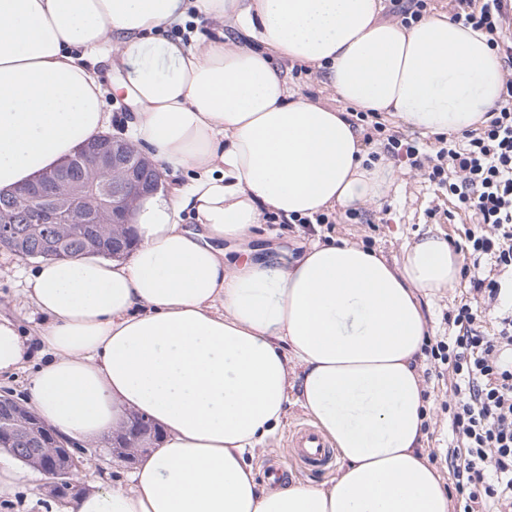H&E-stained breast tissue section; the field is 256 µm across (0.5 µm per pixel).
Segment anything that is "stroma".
<instances>
[{"instance_id":"1","label":"stroma","mask_w":512,"mask_h":512,"mask_svg":"<svg viewBox=\"0 0 512 512\" xmlns=\"http://www.w3.org/2000/svg\"><path fill=\"white\" fill-rule=\"evenodd\" d=\"M401 174L388 196L378 203H369L357 210V219H348L346 213L335 212L329 224H270L260 221L252 232L251 245L255 248H278L296 254L302 244L325 234L339 240L354 242L381 252L388 261L401 257L406 244L414 242L425 232L441 235L446 240L463 238L473 221L470 215L455 211L454 203L445 191L430 182L423 170L401 164ZM35 260L23 259L14 252L0 249V312L15 318L24 332H35L36 315L26 303L25 278L34 270ZM467 278H460L448 292L422 301V311L431 339L451 336L448 315L466 294ZM426 412V453L443 454L448 446V412L444 408L446 385L429 371V360H421ZM305 411L296 404L289 405L287 415L266 449L257 450L253 460L256 479L266 483V466L278 463L283 471L293 473L297 480L323 484L330 473L318 474L291 460L285 446L289 428L297 422L307 421ZM81 465L74 476L76 490H84L99 480L120 479L129 468L112 451L111 439L98 443H84ZM62 497L51 491L48 477L26 478L19 482L11 498L0 499V512H60Z\"/></svg>"}]
</instances>
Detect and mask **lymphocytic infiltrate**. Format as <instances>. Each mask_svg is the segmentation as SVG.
Segmentation results:
<instances>
[{"instance_id":"1","label":"lymphocytic infiltrate","mask_w":512,"mask_h":512,"mask_svg":"<svg viewBox=\"0 0 512 512\" xmlns=\"http://www.w3.org/2000/svg\"><path fill=\"white\" fill-rule=\"evenodd\" d=\"M454 20L487 35L507 71L503 102L486 125L443 137L434 157L418 145L386 135L384 123L356 117L385 134L386 149L404 153L412 168H427L456 209L475 215L456 248L473 262H491L489 275L469 279L471 297L448 321L453 336L426 344L437 376L450 379L448 423L454 440L446 454L463 512H512V316L486 312L503 298L498 274L512 273V0H453Z\"/></svg>"}]
</instances>
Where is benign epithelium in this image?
<instances>
[{"label":"benign epithelium","instance_id":"1","mask_svg":"<svg viewBox=\"0 0 512 512\" xmlns=\"http://www.w3.org/2000/svg\"><path fill=\"white\" fill-rule=\"evenodd\" d=\"M162 184L163 173L149 156L122 137L101 134L62 165L11 191H0V246L9 242L17 224H35L46 231L84 224L130 228L136 200L158 192ZM28 442L40 453L37 468L60 490H73L80 460L68 450V442L54 434L47 441L0 434V447L21 460L28 449L18 444Z\"/></svg>","mask_w":512,"mask_h":512}]
</instances>
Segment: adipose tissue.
Masks as SVG:
<instances>
[{"instance_id":"adipose-tissue-1","label":"adipose tissue","mask_w":512,"mask_h":512,"mask_svg":"<svg viewBox=\"0 0 512 512\" xmlns=\"http://www.w3.org/2000/svg\"><path fill=\"white\" fill-rule=\"evenodd\" d=\"M383 0H0V191L102 134L123 94L136 147L189 182L142 197L128 258L50 260L26 279L41 322L0 313V375L42 358L32 410L96 442L129 414L162 432L116 485L63 512H451L424 452L421 298L455 286L458 255L427 234L388 262L315 240L278 261L250 248L264 212L294 222L387 196L352 109L433 135L502 101L484 33ZM164 26L187 29L167 39ZM103 64L115 81L92 73ZM320 73L335 111L292 85ZM196 229L184 228L185 220ZM298 403L341 461L324 485L260 484L252 461ZM384 0L385 9L383 17L387 20H397L392 16L386 15L389 6L393 16L400 18L401 22L408 25L411 22L418 21L423 17L427 8V0Z\"/></svg>"}]
</instances>
